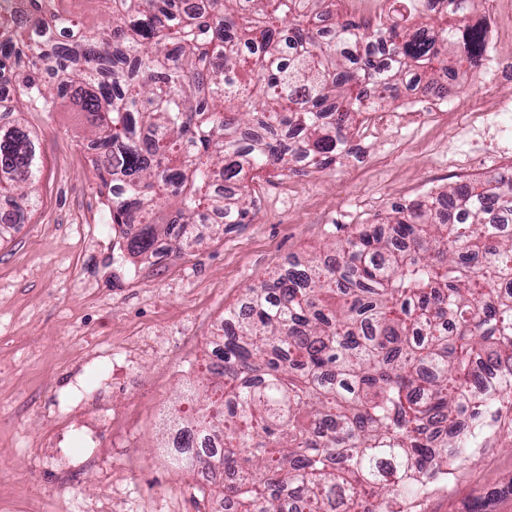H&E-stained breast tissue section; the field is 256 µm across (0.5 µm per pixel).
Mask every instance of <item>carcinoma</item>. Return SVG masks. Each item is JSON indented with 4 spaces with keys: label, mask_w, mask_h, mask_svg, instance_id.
<instances>
[{
    "label": "carcinoma",
    "mask_w": 512,
    "mask_h": 512,
    "mask_svg": "<svg viewBox=\"0 0 512 512\" xmlns=\"http://www.w3.org/2000/svg\"><path fill=\"white\" fill-rule=\"evenodd\" d=\"M72 0H20L0 11V73L14 81L0 123V197L15 200L0 238L38 206L42 160L19 118L70 96L87 115L93 166L128 253L200 244L197 224L220 212L249 217L263 171L325 169L354 116L426 80L445 99L448 46L471 69L486 37L463 23L469 0L415 29L414 0H392L374 27L340 17L330 35L304 24L318 0H108L112 21L79 27ZM63 18L69 40L31 22ZM233 185L221 193L218 181ZM448 200L458 219L443 218ZM395 204L388 230L328 232L323 252L246 289L225 313L237 332L216 336L205 381L187 380L189 418L171 463L228 476L235 512H421L452 464L472 462L484 438L450 433L463 411L484 428L512 429V181L470 180ZM496 372L473 386V363Z\"/></svg>",
    "instance_id": "obj_1"
}]
</instances>
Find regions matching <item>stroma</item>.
Returning a JSON list of instances; mask_svg holds the SVG:
<instances>
[{
  "instance_id": "1",
  "label": "stroma",
  "mask_w": 512,
  "mask_h": 512,
  "mask_svg": "<svg viewBox=\"0 0 512 512\" xmlns=\"http://www.w3.org/2000/svg\"><path fill=\"white\" fill-rule=\"evenodd\" d=\"M461 93L415 87L362 115L326 169L261 173L245 224L198 225L201 246L156 257L122 251L69 99L27 112L42 156L39 204L0 240V512H209L195 476L160 451L162 418L182 413L183 382L211 350L224 313L288 259L319 254L328 230L385 219L435 188L496 174L512 137L483 116L512 113V54L478 78L458 60ZM66 464H59L60 450ZM512 512V437L457 467L421 512Z\"/></svg>"
}]
</instances>
